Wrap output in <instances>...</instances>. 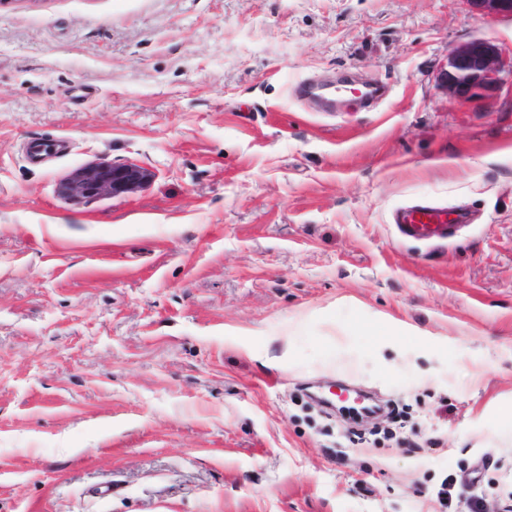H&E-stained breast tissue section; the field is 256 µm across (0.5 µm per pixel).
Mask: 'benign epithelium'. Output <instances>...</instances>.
Wrapping results in <instances>:
<instances>
[{
	"instance_id": "7a95c632",
	"label": "benign epithelium",
	"mask_w": 512,
	"mask_h": 512,
	"mask_svg": "<svg viewBox=\"0 0 512 512\" xmlns=\"http://www.w3.org/2000/svg\"><path fill=\"white\" fill-rule=\"evenodd\" d=\"M479 16L512 17V0H466ZM512 76L501 48L482 38H473L454 47L448 55L443 84L448 95L479 103L497 95L503 73ZM150 173L134 164L87 163L71 171L60 191L77 202H89L137 191Z\"/></svg>"
}]
</instances>
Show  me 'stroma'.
<instances>
[{"label":"stroma","mask_w":512,"mask_h":512,"mask_svg":"<svg viewBox=\"0 0 512 512\" xmlns=\"http://www.w3.org/2000/svg\"><path fill=\"white\" fill-rule=\"evenodd\" d=\"M512 49L466 0H0V512L512 504ZM385 90L323 111L299 85ZM65 136L42 164L30 137ZM132 163L137 192L61 180ZM472 221L430 252L394 211ZM385 400L353 437L317 396ZM111 486V497L94 492ZM506 64L501 48L482 38L454 47L448 55L443 84L448 95L479 103L497 95ZM150 173L134 164L87 163L71 171L60 191L77 202H89L137 191Z\"/></svg>","instance_id":"stroma-1"}]
</instances>
